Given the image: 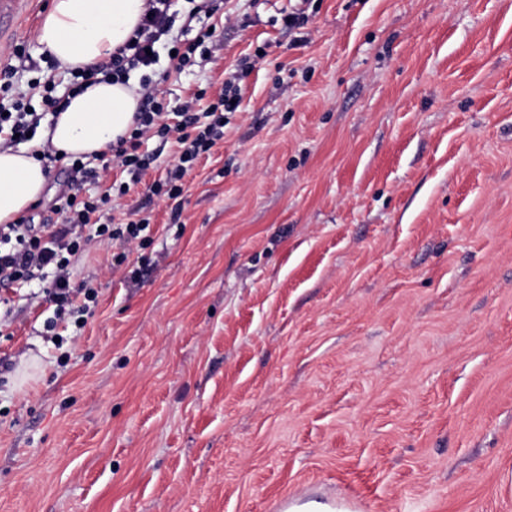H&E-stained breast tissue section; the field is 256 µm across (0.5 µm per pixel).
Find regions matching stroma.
Returning <instances> with one entry per match:
<instances>
[{
  "mask_svg": "<svg viewBox=\"0 0 512 512\" xmlns=\"http://www.w3.org/2000/svg\"><path fill=\"white\" fill-rule=\"evenodd\" d=\"M34 0L15 92L53 69ZM307 24L288 31L285 11ZM166 103L239 111L177 200L173 146L92 251L84 329L0 291V512H512V0H223ZM127 252L119 267L112 257Z\"/></svg>",
  "mask_w": 512,
  "mask_h": 512,
  "instance_id": "obj_1",
  "label": "stroma"
}]
</instances>
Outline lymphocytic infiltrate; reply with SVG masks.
Instances as JSON below:
<instances>
[{"label":"lymphocytic infiltrate","instance_id":"f902f5d3","mask_svg":"<svg viewBox=\"0 0 512 512\" xmlns=\"http://www.w3.org/2000/svg\"><path fill=\"white\" fill-rule=\"evenodd\" d=\"M149 9L130 40L112 56L106 66H88L72 71L69 93L95 84L98 78L126 80L129 72L148 68L159 61L154 47L162 36L168 35L175 17L170 9L172 0H148ZM10 82L0 83V149L13 147L19 142L31 141L43 119V109L54 110L62 102L57 96V84L47 79L32 84L29 93L12 95ZM139 93L141 105L128 138L120 140L112 149V161L126 172L129 182L120 184L118 195H125L131 184L139 182L141 175L153 161L152 155L141 153L145 141L153 138L173 143L175 162L164 178L150 187L157 197L178 198L183 192L185 177L193 170L198 159L208 153L224 138V115L237 111L239 89L232 80H225L216 104L195 113L192 103L169 111L159 90L150 78H143ZM70 189L60 194L54 203V212L60 221L45 225L35 232L25 222L0 225V288L16 283H34L45 302L54 305L55 318L72 316L77 327H84L91 316V306L98 292L88 281H74L72 267L75 260L89 252L95 244L118 240L145 245L150 241L148 218L116 222L114 216L104 212L109 196L88 195L78 197L84 183L98 179L95 169L83 160L65 164Z\"/></svg>","mask_w":512,"mask_h":512}]
</instances>
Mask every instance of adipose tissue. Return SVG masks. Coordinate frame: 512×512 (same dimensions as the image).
Listing matches in <instances>:
<instances>
[{
    "label": "adipose tissue",
    "instance_id": "ef3b65f1",
    "mask_svg": "<svg viewBox=\"0 0 512 512\" xmlns=\"http://www.w3.org/2000/svg\"><path fill=\"white\" fill-rule=\"evenodd\" d=\"M147 8L148 0H52L37 39L60 69L99 64L125 45ZM139 105L135 84H95L69 98L45 134L57 152L99 155L127 135ZM46 182L31 147L0 150V224L15 222L36 203Z\"/></svg>",
    "mask_w": 512,
    "mask_h": 512
}]
</instances>
